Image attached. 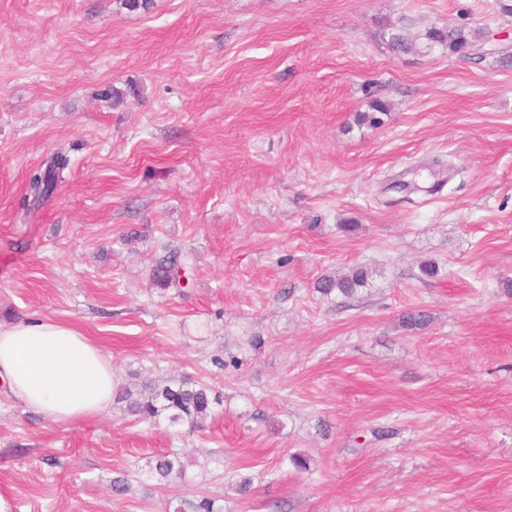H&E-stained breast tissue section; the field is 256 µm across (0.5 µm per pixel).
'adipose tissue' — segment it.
<instances>
[{"instance_id":"ef3b65f1","label":"adipose tissue","mask_w":512,"mask_h":512,"mask_svg":"<svg viewBox=\"0 0 512 512\" xmlns=\"http://www.w3.org/2000/svg\"><path fill=\"white\" fill-rule=\"evenodd\" d=\"M115 377L111 360L67 323L0 324V380L50 422L67 424L105 412Z\"/></svg>"}]
</instances>
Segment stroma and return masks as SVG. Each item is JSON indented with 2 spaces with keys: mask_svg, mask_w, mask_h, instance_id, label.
Here are the masks:
<instances>
[{
  "mask_svg": "<svg viewBox=\"0 0 512 512\" xmlns=\"http://www.w3.org/2000/svg\"><path fill=\"white\" fill-rule=\"evenodd\" d=\"M406 19L485 56L392 50ZM510 53L512 0H0V324L218 399L196 427L53 424L1 380L19 512H512ZM171 251L186 287L152 281ZM358 265L354 297L317 292ZM170 451L188 483L152 474ZM67 166V157L57 154L52 157L44 169L38 168L30 179V189L34 195L37 198L50 196L56 189L59 181H61L62 173Z\"/></svg>",
  "mask_w": 512,
  "mask_h": 512,
  "instance_id": "stroma-1",
  "label": "stroma"
}]
</instances>
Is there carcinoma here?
I'll list each match as a JSON object with an SVG mask.
<instances>
[{
	"label": "carcinoma",
	"mask_w": 512,
	"mask_h": 512,
	"mask_svg": "<svg viewBox=\"0 0 512 512\" xmlns=\"http://www.w3.org/2000/svg\"><path fill=\"white\" fill-rule=\"evenodd\" d=\"M424 40V46L433 49L441 47L450 55L459 53L466 47L473 46L469 34L461 28L440 30L435 27L425 29L418 35ZM68 166L66 156L57 154L45 168L37 169L30 179V189L38 198L50 196L61 181L62 173ZM183 265L179 256L171 253L163 258L153 272L156 285L166 288L178 285L179 271ZM368 282V272L356 268L351 274L341 277H324L317 283V289L324 295L334 292L344 297H351ZM429 322L428 314L422 310H412L402 316V326L407 330H422ZM118 399L125 402L126 411L142 421L155 422L161 418L171 426L185 423L195 426L204 421L212 412L213 401L209 389L189 378H170L162 383H149L139 390H124ZM156 474L167 481L186 480V470L175 453L163 455L156 460ZM177 512H223L215 506V499L200 497L181 502Z\"/></svg>",
	"instance_id": "cac0c4a2"
}]
</instances>
